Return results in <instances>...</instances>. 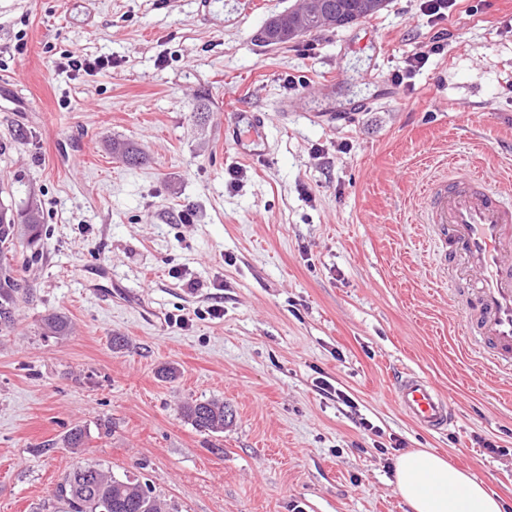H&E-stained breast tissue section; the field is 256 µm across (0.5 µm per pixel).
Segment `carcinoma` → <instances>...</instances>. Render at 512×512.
I'll use <instances>...</instances> for the list:
<instances>
[{
  "label": "carcinoma",
  "instance_id": "obj_1",
  "mask_svg": "<svg viewBox=\"0 0 512 512\" xmlns=\"http://www.w3.org/2000/svg\"><path fill=\"white\" fill-rule=\"evenodd\" d=\"M329 9L340 16L363 19L359 12L361 0H326ZM306 25L300 11L289 10L269 19L262 31L261 39L271 45L286 44L293 40L297 30ZM22 224H17L13 210L0 204V257L11 251L19 227H24L28 243L41 240L42 218L38 208L28 207L21 215ZM23 292L20 280L10 267L0 264V327L8 328L13 323V311ZM45 328L61 336L68 330L65 316L54 312L44 318ZM182 416L196 429L208 433H222L226 425L228 410L219 400H193L181 406ZM86 431L76 426L63 440L66 448H83ZM56 497L64 503V512H178V509L153 493L148 488L128 480L116 478L97 464L84 463L72 468L57 488Z\"/></svg>",
  "mask_w": 512,
  "mask_h": 512
}]
</instances>
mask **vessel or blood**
<instances>
[{
  "mask_svg": "<svg viewBox=\"0 0 512 512\" xmlns=\"http://www.w3.org/2000/svg\"><path fill=\"white\" fill-rule=\"evenodd\" d=\"M422 218L448 246V291L464 317L462 342L491 368L512 375V183L491 185L462 168L434 178ZM468 282L460 290V282ZM394 400L422 428L456 425L451 396L417 374L395 378Z\"/></svg>",
  "mask_w": 512,
  "mask_h": 512,
  "instance_id": "obj_1",
  "label": "vessel or blood"
}]
</instances>
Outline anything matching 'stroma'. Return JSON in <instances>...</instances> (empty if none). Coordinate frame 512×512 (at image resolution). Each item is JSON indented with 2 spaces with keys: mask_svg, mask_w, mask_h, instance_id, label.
Wrapping results in <instances>:
<instances>
[{
  "mask_svg": "<svg viewBox=\"0 0 512 512\" xmlns=\"http://www.w3.org/2000/svg\"><path fill=\"white\" fill-rule=\"evenodd\" d=\"M297 4L0 0V203L43 217L8 259L25 293L0 330V512H60L80 462L181 512H409L394 469L417 449L512 512V376L459 347L421 222L448 167L512 178V0H456L447 46L415 70L424 0L262 43ZM73 53L107 65L64 69ZM52 311L66 335L43 329ZM403 371L452 394L453 429L397 408ZM191 399L223 400L233 423L197 430ZM25 234L29 244H35L41 240L42 218L38 207L30 206L21 215Z\"/></svg>",
  "mask_w": 512,
  "mask_h": 512,
  "instance_id": "35a3bbf8",
  "label": "stroma"
}]
</instances>
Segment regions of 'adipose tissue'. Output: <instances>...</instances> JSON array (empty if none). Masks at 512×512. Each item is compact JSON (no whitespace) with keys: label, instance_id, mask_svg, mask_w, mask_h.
<instances>
[{"label":"adipose tissue","instance_id":"obj_1","mask_svg":"<svg viewBox=\"0 0 512 512\" xmlns=\"http://www.w3.org/2000/svg\"><path fill=\"white\" fill-rule=\"evenodd\" d=\"M395 483L412 512H503L497 496L442 456L427 451L401 455Z\"/></svg>","mask_w":512,"mask_h":512}]
</instances>
